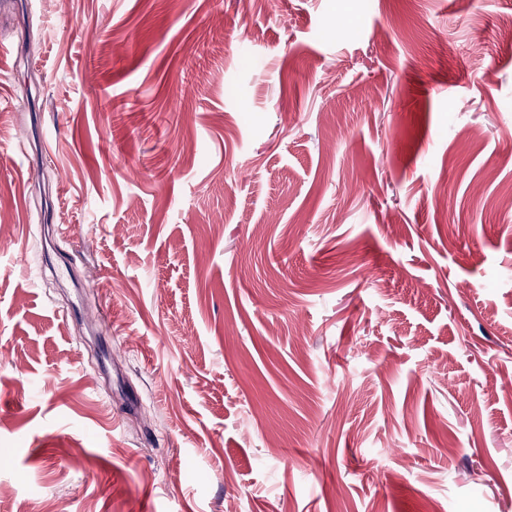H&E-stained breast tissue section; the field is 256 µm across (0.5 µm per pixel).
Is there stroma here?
I'll use <instances>...</instances> for the list:
<instances>
[{"label":"stroma","mask_w":512,"mask_h":512,"mask_svg":"<svg viewBox=\"0 0 512 512\" xmlns=\"http://www.w3.org/2000/svg\"><path fill=\"white\" fill-rule=\"evenodd\" d=\"M511 22L0 13V512H512Z\"/></svg>","instance_id":"obj_1"}]
</instances>
